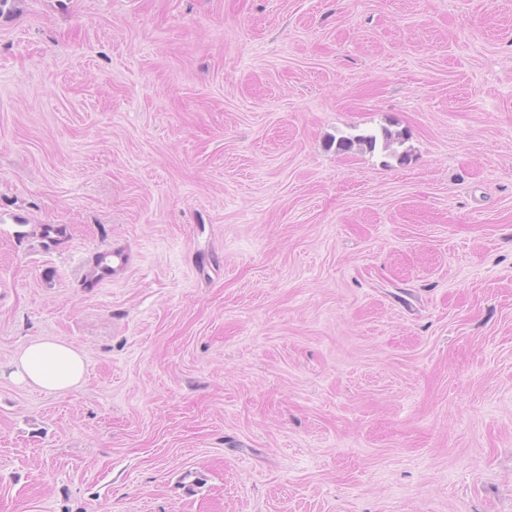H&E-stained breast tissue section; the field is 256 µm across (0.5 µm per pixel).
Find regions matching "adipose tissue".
I'll return each instance as SVG.
<instances>
[{"label":"adipose tissue","mask_w":512,"mask_h":512,"mask_svg":"<svg viewBox=\"0 0 512 512\" xmlns=\"http://www.w3.org/2000/svg\"><path fill=\"white\" fill-rule=\"evenodd\" d=\"M13 377L51 394H65L82 382L86 369L83 351L73 343L45 337L31 341L13 361Z\"/></svg>","instance_id":"adipose-tissue-1"}]
</instances>
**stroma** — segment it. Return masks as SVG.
<instances>
[{
	"label": "stroma",
	"mask_w": 512,
	"mask_h": 512,
	"mask_svg": "<svg viewBox=\"0 0 512 512\" xmlns=\"http://www.w3.org/2000/svg\"><path fill=\"white\" fill-rule=\"evenodd\" d=\"M0 512H512V0H12ZM133 256L125 243H112L93 251L83 265L81 288L91 292L105 282L122 278L130 269ZM20 383L51 394H65L82 382L86 369L83 351L56 337L31 341L12 363Z\"/></svg>",
	"instance_id": "obj_1"
}]
</instances>
